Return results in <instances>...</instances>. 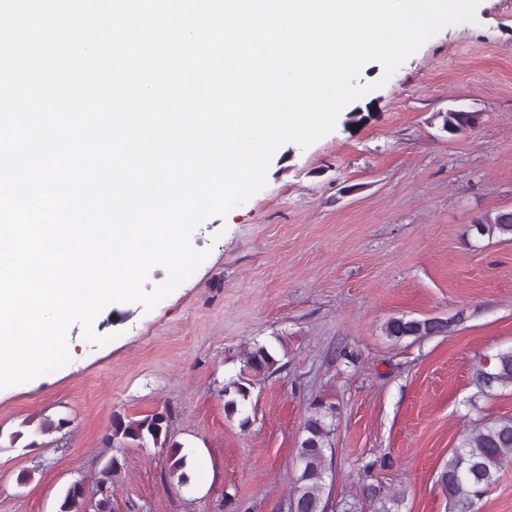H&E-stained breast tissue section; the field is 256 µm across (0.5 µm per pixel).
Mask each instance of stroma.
Listing matches in <instances>:
<instances>
[{
  "label": "stroma",
  "mask_w": 512,
  "mask_h": 512,
  "mask_svg": "<svg viewBox=\"0 0 512 512\" xmlns=\"http://www.w3.org/2000/svg\"><path fill=\"white\" fill-rule=\"evenodd\" d=\"M369 62L362 97L307 148L284 144L267 184L193 234L208 256L152 310L97 317L101 345L68 330L73 365L0 390V512H58L64 489L99 500V471L125 466L111 512H285L310 404L339 408L327 477L333 506L374 512L362 488L397 492L398 512H448L436 480L462 431L512 416V385L480 393L487 359L512 349V237L469 233L512 208V0H480L390 79ZM476 127L451 136L441 112ZM366 114L353 126L350 113ZM453 318L447 335L395 341L389 318ZM285 357L240 419L224 382L253 342ZM170 407L192 462L168 478L157 448L104 445L112 417ZM58 427L42 432L45 421ZM439 116L442 119L441 129L452 136L471 130L478 120L475 112L462 109H448L447 112H441Z\"/></svg>",
  "instance_id": "obj_1"
}]
</instances>
